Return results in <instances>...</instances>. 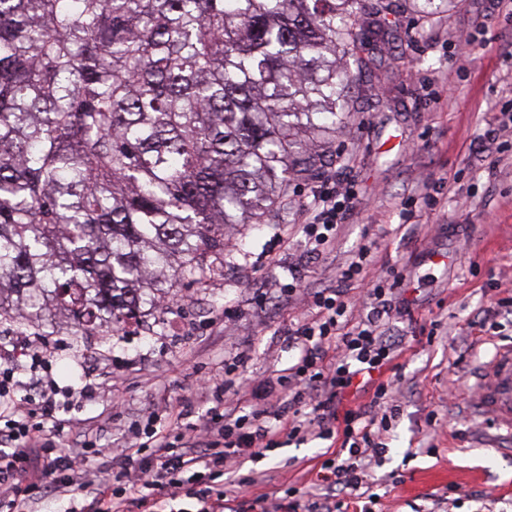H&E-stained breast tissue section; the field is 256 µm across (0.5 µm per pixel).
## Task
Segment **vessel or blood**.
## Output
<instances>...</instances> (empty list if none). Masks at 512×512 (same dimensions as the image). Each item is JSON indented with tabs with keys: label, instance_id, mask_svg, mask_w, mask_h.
Returning a JSON list of instances; mask_svg holds the SVG:
<instances>
[{
	"label": "vessel or blood",
	"instance_id": "obj_1",
	"mask_svg": "<svg viewBox=\"0 0 512 512\" xmlns=\"http://www.w3.org/2000/svg\"><path fill=\"white\" fill-rule=\"evenodd\" d=\"M483 366L491 372L492 380L473 383L470 408L496 427V446H512V344L497 347Z\"/></svg>",
	"mask_w": 512,
	"mask_h": 512
}]
</instances>
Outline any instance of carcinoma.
<instances>
[{"instance_id":"1","label":"carcinoma","mask_w":512,"mask_h":512,"mask_svg":"<svg viewBox=\"0 0 512 512\" xmlns=\"http://www.w3.org/2000/svg\"><path fill=\"white\" fill-rule=\"evenodd\" d=\"M447 0H0V320L115 330L224 271L348 119L373 20Z\"/></svg>"}]
</instances>
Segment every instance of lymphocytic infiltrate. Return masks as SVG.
Returning a JSON list of instances; mask_svg holds the SVG:
<instances>
[{"label":"lymphocytic infiltrate","mask_w":512,"mask_h":512,"mask_svg":"<svg viewBox=\"0 0 512 512\" xmlns=\"http://www.w3.org/2000/svg\"><path fill=\"white\" fill-rule=\"evenodd\" d=\"M355 198L349 188L327 187L315 194L303 219L311 251L331 242L344 214ZM397 282L380 278L368 298L369 316L353 327L343 318L348 303L340 294L316 293L312 318L290 331L297 349L296 361L255 384L224 378H202L197 390L210 403L197 422L171 432L178 422L171 412L169 424L154 418L144 427V447L131 449L121 474L123 493L111 490L110 480L97 483L92 503L95 512H129L131 503L150 505L152 512H167L181 497L183 476L201 478L223 470L228 462L264 454L281 440H300L305 434L322 439L343 435L348 457L327 461L319 476L327 486L354 490L363 482L359 463L362 450L376 449L371 436L374 417L346 407L349 395L389 370L398 349L385 334L384 320L396 310L393 295ZM12 374L0 375V502L13 500L18 488H40L43 479L56 473H74L83 457L58 450L45 436L38 412L23 397ZM309 405V421L299 418L300 405ZM258 478L230 481L206 490L197 512H233L235 502L252 492Z\"/></svg>","instance_id":"obj_1"}]
</instances>
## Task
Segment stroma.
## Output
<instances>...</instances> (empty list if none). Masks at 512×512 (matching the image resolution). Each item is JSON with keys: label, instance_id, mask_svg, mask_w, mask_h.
Instances as JSON below:
<instances>
[{"label": "stroma", "instance_id": "35a3bbf8", "mask_svg": "<svg viewBox=\"0 0 512 512\" xmlns=\"http://www.w3.org/2000/svg\"><path fill=\"white\" fill-rule=\"evenodd\" d=\"M388 20L362 52L371 64L349 88L345 126L321 144L312 171L289 181L269 220L226 240L222 274L203 285L171 280L144 324L117 336L83 332L52 311L0 323V356L37 339L54 347L51 375L76 398L47 432L87 461L69 491H27L0 512H70L74 494L121 465L135 421L170 405L186 407L187 423L205 413L194 369L259 380L287 368L296 357L288 328L311 315V292H342L356 322L365 284L390 270L403 276L396 295L409 311L386 327L401 348L385 374L400 411L379 432L381 463H365L358 492L318 485L332 450L310 436L246 459L239 476H275L277 512H290L296 492L335 496L336 512H512V454L491 447L492 429L467 406L470 375L492 349L489 326L512 341V306L502 302L512 288V143L489 135L512 100V21L499 0ZM331 177L356 199L314 259L301 215ZM422 188L436 205L406 222L405 203ZM368 240L373 265L340 281Z\"/></svg>", "mask_w": 512, "mask_h": 512}]
</instances>
